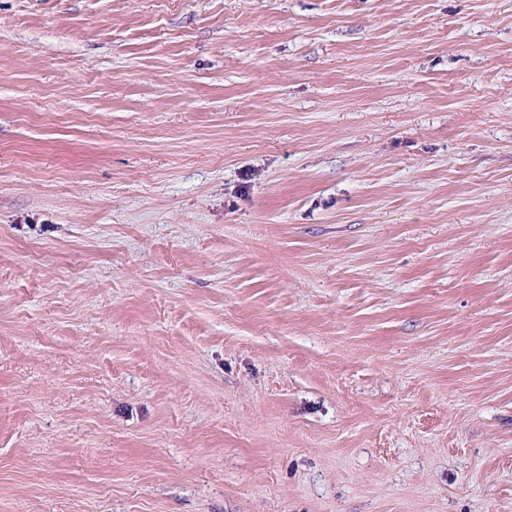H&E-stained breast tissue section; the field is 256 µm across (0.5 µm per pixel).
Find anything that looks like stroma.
Segmentation results:
<instances>
[{
    "label": "stroma",
    "instance_id": "35a3bbf8",
    "mask_svg": "<svg viewBox=\"0 0 512 512\" xmlns=\"http://www.w3.org/2000/svg\"><path fill=\"white\" fill-rule=\"evenodd\" d=\"M0 512H512V0H0Z\"/></svg>",
    "mask_w": 512,
    "mask_h": 512
}]
</instances>
